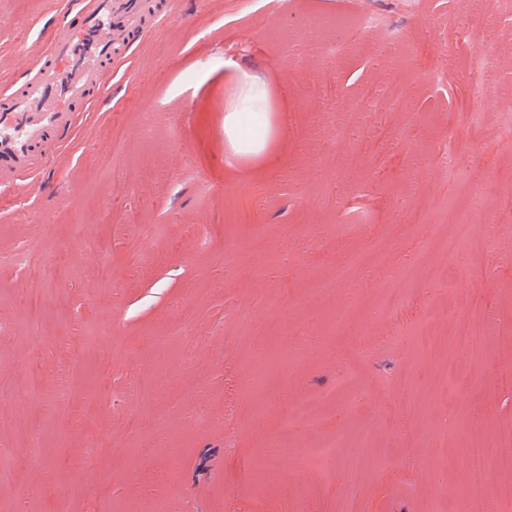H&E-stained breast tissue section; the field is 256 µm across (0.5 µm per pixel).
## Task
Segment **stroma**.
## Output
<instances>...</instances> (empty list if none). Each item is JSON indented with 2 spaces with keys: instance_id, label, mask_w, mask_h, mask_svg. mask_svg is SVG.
<instances>
[{
  "instance_id": "35a3bbf8",
  "label": "stroma",
  "mask_w": 512,
  "mask_h": 512,
  "mask_svg": "<svg viewBox=\"0 0 512 512\" xmlns=\"http://www.w3.org/2000/svg\"><path fill=\"white\" fill-rule=\"evenodd\" d=\"M165 2L49 171L0 186V512L60 499L69 512H308L312 496L325 512H480L458 500L468 440L512 438V387L497 383L512 366V140L497 134L512 25L491 0H277L259 15L241 0ZM63 8L0 0V91ZM372 8L405 46L325 22ZM467 27L490 36L482 78ZM228 62L267 85L281 117L279 146L248 165L224 155ZM395 81L408 100L364 113L362 135L385 139L350 163L345 108L361 85ZM152 113L179 138H143ZM416 199L430 208L410 224ZM123 206L136 224L115 223ZM462 232L466 247L442 253ZM22 252L31 263H14ZM477 290L482 313L464 301ZM386 291L416 319L374 316ZM343 313L357 336L337 332ZM462 316L468 344L453 336ZM492 327L503 339L489 348ZM288 347L300 366L256 387L252 364ZM481 347L483 376L464 367L449 392L441 367ZM103 360L110 393L91 403L71 375ZM409 435L418 457L401 453Z\"/></svg>"
}]
</instances>
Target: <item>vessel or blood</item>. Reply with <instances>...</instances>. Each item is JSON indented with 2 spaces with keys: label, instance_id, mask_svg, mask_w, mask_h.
Returning a JSON list of instances; mask_svg holds the SVG:
<instances>
[{
  "label": "vessel or blood",
  "instance_id": "b4317fda",
  "mask_svg": "<svg viewBox=\"0 0 512 512\" xmlns=\"http://www.w3.org/2000/svg\"><path fill=\"white\" fill-rule=\"evenodd\" d=\"M67 21L47 39L32 76L0 93V184L45 172L112 65L164 17L161 0H66Z\"/></svg>",
  "mask_w": 512,
  "mask_h": 512
}]
</instances>
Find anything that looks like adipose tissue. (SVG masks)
I'll use <instances>...</instances> for the list:
<instances>
[{
	"instance_id": "ef3b65f1",
	"label": "adipose tissue",
	"mask_w": 512,
	"mask_h": 512,
	"mask_svg": "<svg viewBox=\"0 0 512 512\" xmlns=\"http://www.w3.org/2000/svg\"><path fill=\"white\" fill-rule=\"evenodd\" d=\"M224 80L238 90L235 103L224 114L227 155L234 160L260 158L277 132L269 91L264 83L229 62L224 65Z\"/></svg>"
}]
</instances>
